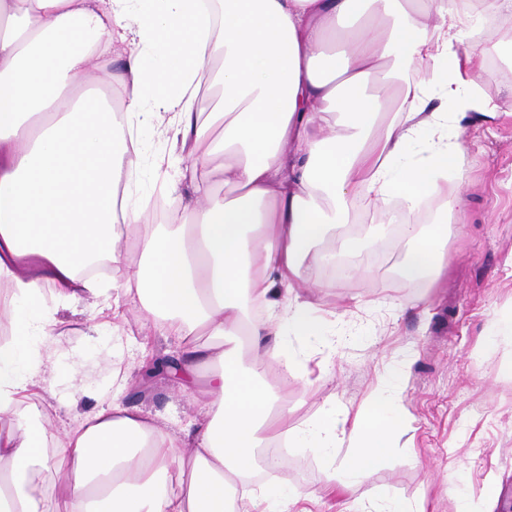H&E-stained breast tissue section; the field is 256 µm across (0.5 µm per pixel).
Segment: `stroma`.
<instances>
[{
  "instance_id": "obj_1",
  "label": "stroma",
  "mask_w": 512,
  "mask_h": 512,
  "mask_svg": "<svg viewBox=\"0 0 512 512\" xmlns=\"http://www.w3.org/2000/svg\"><path fill=\"white\" fill-rule=\"evenodd\" d=\"M472 16L461 47L482 52L478 89L512 100V40L485 34ZM464 154L449 182L471 200L465 223L449 224L451 262L434 282L410 284L398 268L405 242L395 236L393 205L356 209L354 227H337L319 276L323 288L300 280L301 296L318 297L336 314V334L288 381L268 374L289 428L319 415L363 407L386 371L400 374L397 395L413 429L388 463L347 490L328 491L315 453L276 444L263 449L250 485L306 492L292 512H372L374 488L418 504L423 512H453L466 499L475 512H512V335L498 322L512 317V122L468 117L462 123ZM142 163L131 183L137 196L155 200L163 176L154 159L168 155L171 139L160 125L139 132ZM371 233V241L343 252L338 237ZM56 335L37 339L31 361L38 385L31 398L49 437H61L80 417L107 406L113 394L149 412L161 431L200 421L199 403L172 376L145 377L138 344L152 334L160 356H180L161 321L146 319L136 292L67 302L57 308Z\"/></svg>"
}]
</instances>
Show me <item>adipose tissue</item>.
I'll return each mask as SVG.
<instances>
[{
  "mask_svg": "<svg viewBox=\"0 0 512 512\" xmlns=\"http://www.w3.org/2000/svg\"><path fill=\"white\" fill-rule=\"evenodd\" d=\"M223 4L218 18L200 0H0V279L11 291L0 303L10 329L0 341V512H231L260 448L285 436L318 456L328 485L347 489L412 429L382 386L355 416L288 430L264 376L305 365L329 336L318 303L294 284L304 272L321 287L315 247L350 223L349 200L449 196L463 223L470 198L448 181L462 160L448 127L470 112L512 118L511 102L477 89L482 53L459 50L469 0ZM106 53L123 59L122 73L103 72ZM216 57L223 105L204 124L201 76ZM401 63L417 79L396 81ZM433 96L441 108L429 109ZM164 113L187 160L177 178L194 198L108 288L136 290L184 341L181 388L202 389L210 409L195 430L164 434L115 401L49 450L23 367L53 323L44 290L64 302L104 295L85 267L121 263L117 225L143 212L118 192L139 168L133 134ZM219 153L229 197L198 175ZM401 232V277L437 278L448 262L444 225ZM248 300L266 317L251 318ZM202 331L209 343H195ZM202 365L212 371L200 385ZM348 434L356 446L336 464L330 451ZM174 469L186 478L178 491L168 485Z\"/></svg>",
  "mask_w": 512,
  "mask_h": 512,
  "instance_id": "adipose-tissue-1",
  "label": "adipose tissue"
}]
</instances>
